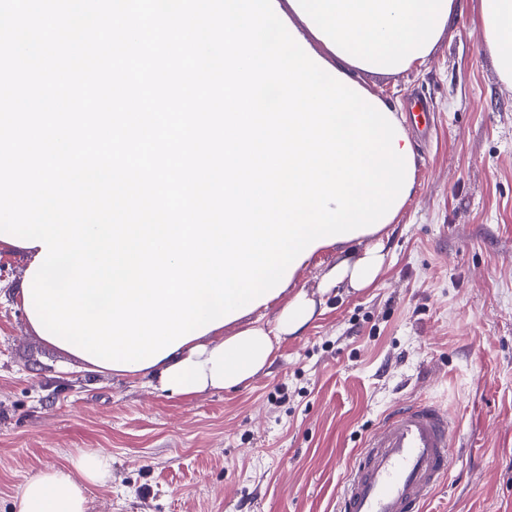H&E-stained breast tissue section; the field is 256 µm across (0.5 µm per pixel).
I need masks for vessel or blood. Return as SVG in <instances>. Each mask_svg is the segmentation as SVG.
Listing matches in <instances>:
<instances>
[{"label": "vessel or blood", "instance_id": "vessel-or-blood-1", "mask_svg": "<svg viewBox=\"0 0 512 512\" xmlns=\"http://www.w3.org/2000/svg\"><path fill=\"white\" fill-rule=\"evenodd\" d=\"M457 426L426 400L392 408L365 439L336 512H422L453 464Z\"/></svg>", "mask_w": 512, "mask_h": 512}]
</instances>
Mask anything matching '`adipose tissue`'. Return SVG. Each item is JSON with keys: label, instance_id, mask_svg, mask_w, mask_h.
I'll list each match as a JSON object with an SVG mask.
<instances>
[{"label": "adipose tissue", "instance_id": "adipose-tissue-1", "mask_svg": "<svg viewBox=\"0 0 512 512\" xmlns=\"http://www.w3.org/2000/svg\"><path fill=\"white\" fill-rule=\"evenodd\" d=\"M290 23L339 73L350 70L394 74L427 58L446 30L455 0H286ZM487 47L502 78L512 83V0H482ZM350 256L332 266L316 290L298 289L281 306L273 326L252 323L233 334L212 329L186 342L154 366L141 369L171 396H191L243 385L267 371L284 338L300 335L325 310L334 288L370 287L385 264V243L374 233L347 242ZM112 478L107 455L82 451L68 469L29 478L14 512H87L86 491Z\"/></svg>", "mask_w": 512, "mask_h": 512}]
</instances>
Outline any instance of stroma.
<instances>
[{
  "mask_svg": "<svg viewBox=\"0 0 512 512\" xmlns=\"http://www.w3.org/2000/svg\"><path fill=\"white\" fill-rule=\"evenodd\" d=\"M356 77L402 112L416 191L384 230L375 285L339 287L245 386L171 397L86 371L31 330L23 259L0 250V512L81 450L112 459L88 512H336L365 437L415 398L458 423L424 512H512V84L481 0L422 64Z\"/></svg>",
  "mask_w": 512,
  "mask_h": 512,
  "instance_id": "obj_1",
  "label": "stroma"
}]
</instances>
